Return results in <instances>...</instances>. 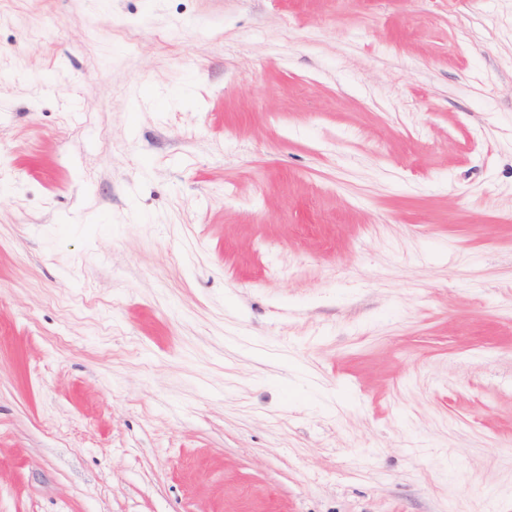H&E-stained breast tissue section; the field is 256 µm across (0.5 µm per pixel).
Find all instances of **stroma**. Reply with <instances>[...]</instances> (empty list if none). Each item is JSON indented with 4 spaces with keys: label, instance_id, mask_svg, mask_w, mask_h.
Instances as JSON below:
<instances>
[{
    "label": "stroma",
    "instance_id": "1",
    "mask_svg": "<svg viewBox=\"0 0 512 512\" xmlns=\"http://www.w3.org/2000/svg\"><path fill=\"white\" fill-rule=\"evenodd\" d=\"M0 512H512V0H0Z\"/></svg>",
    "mask_w": 512,
    "mask_h": 512
}]
</instances>
